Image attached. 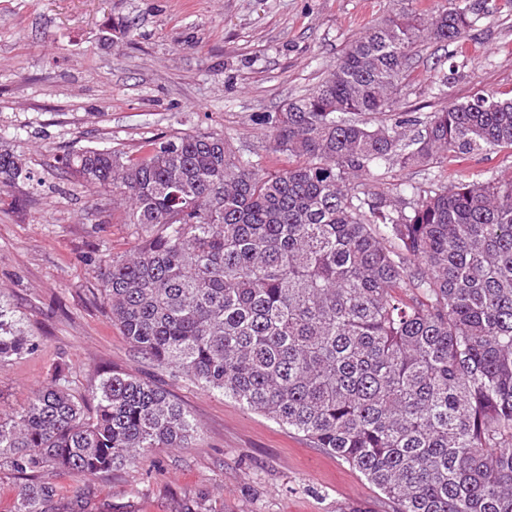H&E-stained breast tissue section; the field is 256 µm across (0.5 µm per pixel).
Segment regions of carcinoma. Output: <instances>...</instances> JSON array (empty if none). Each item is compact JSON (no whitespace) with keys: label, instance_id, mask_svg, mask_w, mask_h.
I'll return each mask as SVG.
<instances>
[{"label":"carcinoma","instance_id":"obj_1","mask_svg":"<svg viewBox=\"0 0 512 512\" xmlns=\"http://www.w3.org/2000/svg\"><path fill=\"white\" fill-rule=\"evenodd\" d=\"M474 22L466 0H403L313 92L255 116L278 169L217 132L61 160L143 233L99 273L122 335L303 434L394 512H512V176L374 186L396 166L512 149L506 94L452 101L412 135L391 117L416 43H458ZM22 171L0 144V189ZM36 349L0 305V362ZM62 380L0 416V467L24 479L13 512H52L43 472L88 477L198 435L149 380L102 379L91 410Z\"/></svg>","mask_w":512,"mask_h":512}]
</instances>
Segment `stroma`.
Here are the masks:
<instances>
[{
  "instance_id": "35a3bbf8",
  "label": "stroma",
  "mask_w": 512,
  "mask_h": 512,
  "mask_svg": "<svg viewBox=\"0 0 512 512\" xmlns=\"http://www.w3.org/2000/svg\"><path fill=\"white\" fill-rule=\"evenodd\" d=\"M465 44L425 41L396 115L420 120L451 96L512 91V0H471ZM398 0H0V141L26 173L0 190V305L38 343L0 363V413L25 406L63 367L88 397L119 372L155 381L191 416L187 448L81 478L45 473L60 512H180L198 494L210 512H392L360 473L302 435L155 366L113 324L99 271L141 243L111 194L60 165L88 147L139 156L176 132H218L267 157L252 117L311 93L347 43Z\"/></svg>"
}]
</instances>
